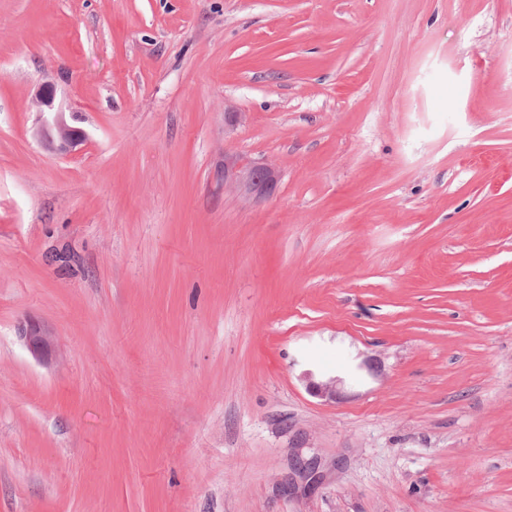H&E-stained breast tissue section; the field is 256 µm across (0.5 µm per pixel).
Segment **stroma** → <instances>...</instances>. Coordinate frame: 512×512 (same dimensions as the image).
<instances>
[{
	"mask_svg": "<svg viewBox=\"0 0 512 512\" xmlns=\"http://www.w3.org/2000/svg\"><path fill=\"white\" fill-rule=\"evenodd\" d=\"M0 512H512V0H0ZM39 135L41 143L52 152L67 154L86 139L83 130L69 126L64 113L55 108L54 91L42 89L38 96ZM224 184H232L249 197H265L272 194L277 182L274 167L260 163L247 154L224 155L222 170Z\"/></svg>",
	"mask_w": 512,
	"mask_h": 512,
	"instance_id": "obj_1",
	"label": "stroma"
}]
</instances>
